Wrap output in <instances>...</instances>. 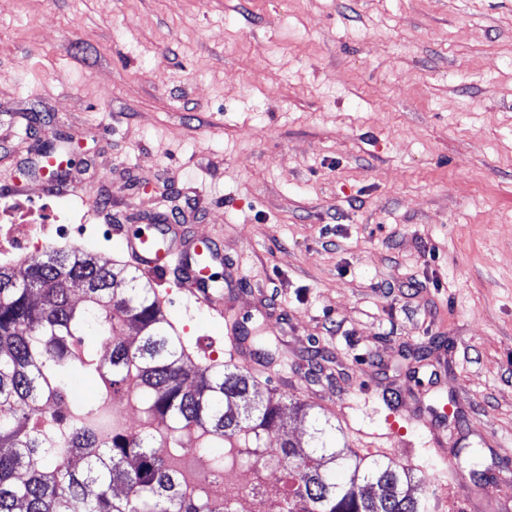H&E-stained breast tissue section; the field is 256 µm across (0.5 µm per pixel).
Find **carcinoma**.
Masks as SVG:
<instances>
[{"mask_svg": "<svg viewBox=\"0 0 512 512\" xmlns=\"http://www.w3.org/2000/svg\"><path fill=\"white\" fill-rule=\"evenodd\" d=\"M19 280L0 265V512H229L206 499L189 500L168 468L163 444L178 448V432L198 430L200 449L263 453V435L280 436L276 462L288 473L287 512H428L412 493L411 471L391 460L336 447V428L313 421L311 445L288 437L286 405L257 396L239 403L255 384L228 364L185 370L192 353L173 335L172 322L149 284L125 268L100 263L82 250L34 258ZM84 304H72L74 283ZM112 339L109 360L86 342L90 330ZM73 368L103 379L101 401L122 393L128 374L138 380L149 410L171 424L162 438L126 434L104 443L95 432L97 407L74 398L61 416L74 422L62 445L42 437L39 400L70 394Z\"/></svg>", "mask_w": 512, "mask_h": 512, "instance_id": "carcinoma-1", "label": "carcinoma"}]
</instances>
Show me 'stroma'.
Listing matches in <instances>:
<instances>
[{
    "label": "stroma",
    "instance_id": "obj_1",
    "mask_svg": "<svg viewBox=\"0 0 512 512\" xmlns=\"http://www.w3.org/2000/svg\"><path fill=\"white\" fill-rule=\"evenodd\" d=\"M62 137L77 190L36 195ZM157 212L233 267L228 327L157 288L195 366L258 323L294 441L330 420L430 512H502L512 0H0V265L123 263L118 226Z\"/></svg>",
    "mask_w": 512,
    "mask_h": 512
}]
</instances>
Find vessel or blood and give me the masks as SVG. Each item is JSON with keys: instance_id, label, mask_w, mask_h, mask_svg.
<instances>
[{"instance_id": "1", "label": "vessel or blood", "mask_w": 512, "mask_h": 512, "mask_svg": "<svg viewBox=\"0 0 512 512\" xmlns=\"http://www.w3.org/2000/svg\"><path fill=\"white\" fill-rule=\"evenodd\" d=\"M123 246L142 272L174 276L188 287L189 306L224 316V286L214 280V270L224 263V249L214 239L189 234L185 225L167 214L152 223L120 230Z\"/></svg>"}]
</instances>
